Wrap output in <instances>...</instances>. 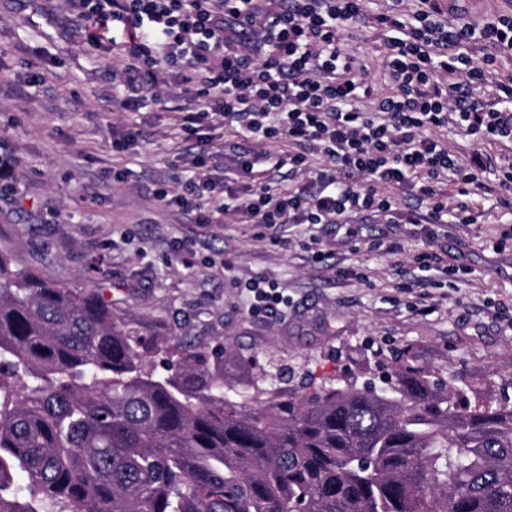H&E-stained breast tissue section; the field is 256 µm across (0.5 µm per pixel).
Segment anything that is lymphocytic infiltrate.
<instances>
[{
    "label": "lymphocytic infiltrate",
    "mask_w": 512,
    "mask_h": 512,
    "mask_svg": "<svg viewBox=\"0 0 512 512\" xmlns=\"http://www.w3.org/2000/svg\"><path fill=\"white\" fill-rule=\"evenodd\" d=\"M73 22L129 34L117 44L126 78L155 96L159 73L180 74L192 120L222 116L252 150L235 175L204 169L181 193L159 201L194 213L199 224H346L367 213L388 224L485 223L482 199L512 195V86L496 74L512 55V12L475 24L440 0H388L367 16L363 0H67ZM373 23L385 35L378 93L346 35ZM476 144L449 151L445 129ZM272 143L288 144V171L311 181L285 189L276 176L241 187ZM323 164L311 168L309 153ZM454 193H447V185ZM412 205L400 202L401 196Z\"/></svg>",
    "instance_id": "f902f5d3"
}]
</instances>
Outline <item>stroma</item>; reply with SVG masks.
Returning <instances> with one entry per match:
<instances>
[{"instance_id":"1","label":"stroma","mask_w":512,"mask_h":512,"mask_svg":"<svg viewBox=\"0 0 512 512\" xmlns=\"http://www.w3.org/2000/svg\"><path fill=\"white\" fill-rule=\"evenodd\" d=\"M65 16V0H0V152L14 159L0 172V251L55 284L98 289L160 346H232L228 375L248 396L261 368L285 389L362 383L407 348L423 368L464 374L477 397L512 395V250L489 246L512 206L430 237L418 224H362L352 236L340 224L195 223L155 196L194 174L176 77L123 108L111 56L71 37ZM394 241L402 253L386 254ZM428 247L467 266L465 280L409 261ZM255 276L278 284L287 308L251 313L243 285Z\"/></svg>"}]
</instances>
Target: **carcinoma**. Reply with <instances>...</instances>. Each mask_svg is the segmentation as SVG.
Returning a JSON list of instances; mask_svg holds the SVG:
<instances>
[{
    "label": "carcinoma",
    "instance_id": "cac0c4a2",
    "mask_svg": "<svg viewBox=\"0 0 512 512\" xmlns=\"http://www.w3.org/2000/svg\"><path fill=\"white\" fill-rule=\"evenodd\" d=\"M166 358L94 289L0 252V512H512V401L403 351L387 386H264Z\"/></svg>",
    "mask_w": 512,
    "mask_h": 512
}]
</instances>
